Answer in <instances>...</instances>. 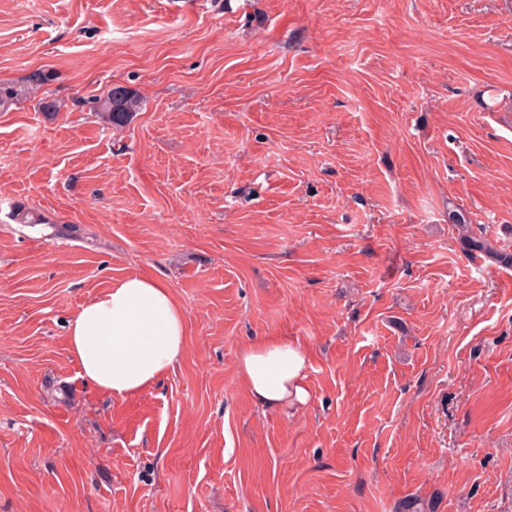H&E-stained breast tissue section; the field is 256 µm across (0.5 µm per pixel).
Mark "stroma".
<instances>
[{
    "label": "stroma",
    "mask_w": 512,
    "mask_h": 512,
    "mask_svg": "<svg viewBox=\"0 0 512 512\" xmlns=\"http://www.w3.org/2000/svg\"><path fill=\"white\" fill-rule=\"evenodd\" d=\"M0 84V512H512V265L450 222L512 254V0H0ZM137 274L189 336L121 398L68 322ZM141 108L140 98L125 87H113L97 102V112L105 118L113 128L126 125L133 113ZM453 224H456L459 238L467 253H470L471 255L476 253L484 255L500 263L501 265L512 264L511 254L496 250L491 246L487 239L469 233V224L463 216H457L453 220ZM308 358L302 347L288 339L259 338L238 360L254 401L267 409L304 405L309 398Z\"/></svg>",
    "instance_id": "1"
}]
</instances>
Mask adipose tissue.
<instances>
[{"instance_id":"ef3b65f1","label":"adipose tissue","mask_w":512,"mask_h":512,"mask_svg":"<svg viewBox=\"0 0 512 512\" xmlns=\"http://www.w3.org/2000/svg\"><path fill=\"white\" fill-rule=\"evenodd\" d=\"M188 336L186 315L169 286L133 275L82 305L68 324L67 342L86 384L126 397L174 368ZM307 369L305 351L288 339H257L238 360L254 401L272 410L307 402Z\"/></svg>"}]
</instances>
